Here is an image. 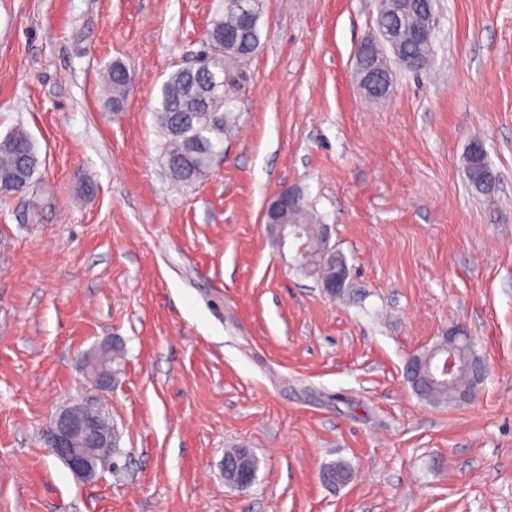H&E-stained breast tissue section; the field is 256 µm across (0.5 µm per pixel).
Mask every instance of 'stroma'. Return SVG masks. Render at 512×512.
<instances>
[{"instance_id": "35a3bbf8", "label": "stroma", "mask_w": 512, "mask_h": 512, "mask_svg": "<svg viewBox=\"0 0 512 512\" xmlns=\"http://www.w3.org/2000/svg\"><path fill=\"white\" fill-rule=\"evenodd\" d=\"M377 7L259 0L234 131L183 185L153 109L224 0H0V139L23 125L41 161L0 194V512H512V0H437L430 69L369 100L354 54ZM475 140L490 198L466 179ZM284 189L328 226L341 297L276 247L262 215ZM455 325L489 376L433 406L404 363ZM84 398L119 432L91 480L43 441ZM228 448L259 458L249 489L225 482ZM338 461L348 482L324 483ZM130 79L128 68L121 62H115L108 74V92L112 102V109L119 111L124 99ZM88 373L96 382H107L112 378V347L101 346L88 360Z\"/></svg>"}]
</instances>
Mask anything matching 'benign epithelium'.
<instances>
[{
	"label": "benign epithelium",
	"mask_w": 512,
	"mask_h": 512,
	"mask_svg": "<svg viewBox=\"0 0 512 512\" xmlns=\"http://www.w3.org/2000/svg\"><path fill=\"white\" fill-rule=\"evenodd\" d=\"M437 28V16L431 11L427 12L419 27L420 37L428 43L431 42L436 36ZM391 59L407 71L418 69L413 59L401 53L396 42L387 36L384 37L381 55L374 58L370 66L358 70L361 74L358 84L366 96L374 97L377 73L389 67ZM271 208L273 205H267L263 220L274 229L279 246L291 248L300 264L309 266L319 258L329 263L332 275L323 280L322 288L333 298L341 296L349 269L345 260L336 255L330 246L327 230L320 231L323 243L317 248L303 225L272 223ZM472 341L473 338L467 329L457 325L448 332V346L437 345L424 358L419 353L409 356L405 362L404 375L406 379L416 384L413 392L417 393L436 383L452 384L460 373L468 371L472 375V382L468 389L459 395L458 402L470 401L488 375V365L483 358L478 356L464 365L457 354L460 343ZM88 373L96 382L104 383L112 378V347L104 345L92 354L88 360ZM104 417L105 414L101 410L82 403L67 405L55 413L45 432L44 439L52 454L80 478L91 479L96 476L97 469L93 462L96 449L110 448L113 445L112 427L103 423Z\"/></svg>",
	"instance_id": "7a95c632"
}]
</instances>
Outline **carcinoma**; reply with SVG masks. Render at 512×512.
<instances>
[{"label": "carcinoma", "instance_id": "cac0c4a2", "mask_svg": "<svg viewBox=\"0 0 512 512\" xmlns=\"http://www.w3.org/2000/svg\"><path fill=\"white\" fill-rule=\"evenodd\" d=\"M435 7L430 0H413L412 10L395 13L389 4L380 15L384 24H392L400 31L401 48L406 56H414L426 63L432 50L416 36V29L426 8ZM241 9L235 0H224V14L211 22L207 35V70L199 72L192 67H179L171 71L161 87L155 119L160 130L162 154L172 180L190 184L204 176L213 160L224 150V135L232 122V115L224 111L227 104L225 86L232 64L254 54L259 46V29L239 33L237 42L227 44V33L240 27ZM130 79L128 68L116 62L108 74V92L112 109L119 111ZM487 156L469 150L465 156V171L470 187L487 196L493 188L483 180ZM39 157L35 144L27 131L18 127L0 140V193L10 195L30 188L38 170ZM309 227L311 237H316L319 225L306 204L283 216ZM224 462L233 466L247 463L256 472L259 460L255 456L243 459L239 448L224 453Z\"/></svg>", "mask_w": 512, "mask_h": 512}]
</instances>
